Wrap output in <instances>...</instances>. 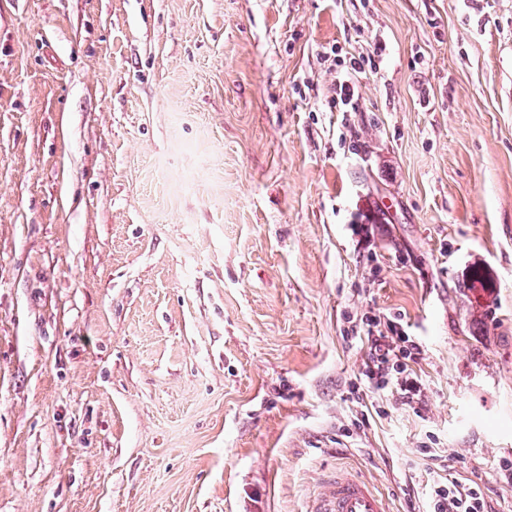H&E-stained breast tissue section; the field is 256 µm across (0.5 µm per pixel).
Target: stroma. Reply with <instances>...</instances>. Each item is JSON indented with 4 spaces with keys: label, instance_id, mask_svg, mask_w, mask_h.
<instances>
[{
    "label": "stroma",
    "instance_id": "35a3bbf8",
    "mask_svg": "<svg viewBox=\"0 0 512 512\" xmlns=\"http://www.w3.org/2000/svg\"><path fill=\"white\" fill-rule=\"evenodd\" d=\"M505 459L512 0H0V512H512ZM380 322L367 320L365 338L370 344V353L365 370L369 388L377 392H395L406 400L407 404L421 401L422 386L416 375L408 371V361L416 363L421 357L418 344L408 337L399 336L392 324H386L387 330L378 329ZM376 328V330L374 329ZM307 512H387L384 497L359 475L336 471L324 479L323 490ZM428 512H491L483 488L477 482L462 484L436 480L428 489Z\"/></svg>",
    "mask_w": 512,
    "mask_h": 512
}]
</instances>
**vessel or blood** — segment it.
I'll list each match as a JSON object with an SVG mask.
<instances>
[{
	"label": "vessel or blood",
	"mask_w": 512,
	"mask_h": 512,
	"mask_svg": "<svg viewBox=\"0 0 512 512\" xmlns=\"http://www.w3.org/2000/svg\"><path fill=\"white\" fill-rule=\"evenodd\" d=\"M307 512H387V508L384 497L359 475L339 471L326 477Z\"/></svg>",
	"instance_id": "1"
}]
</instances>
